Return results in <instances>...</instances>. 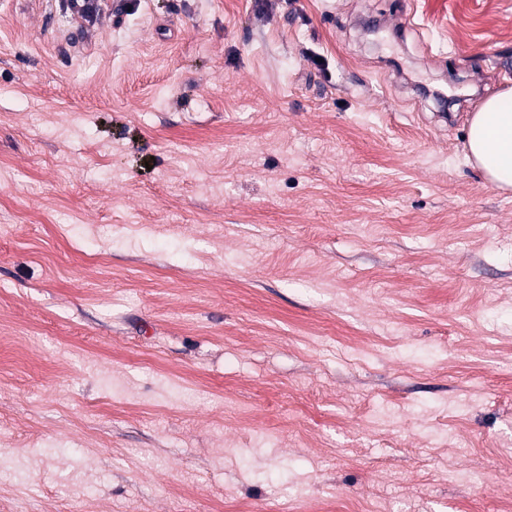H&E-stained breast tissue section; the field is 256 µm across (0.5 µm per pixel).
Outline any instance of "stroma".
<instances>
[{"mask_svg": "<svg viewBox=\"0 0 512 512\" xmlns=\"http://www.w3.org/2000/svg\"><path fill=\"white\" fill-rule=\"evenodd\" d=\"M512 0H0V512H512ZM465 159L499 189H512V88L490 96L473 114Z\"/></svg>", "mask_w": 512, "mask_h": 512, "instance_id": "1", "label": "stroma"}]
</instances>
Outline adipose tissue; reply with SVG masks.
Segmentation results:
<instances>
[{
	"label": "adipose tissue",
	"mask_w": 512,
	"mask_h": 512,
	"mask_svg": "<svg viewBox=\"0 0 512 512\" xmlns=\"http://www.w3.org/2000/svg\"><path fill=\"white\" fill-rule=\"evenodd\" d=\"M465 159L499 189H512V88L490 96L473 114Z\"/></svg>",
	"instance_id": "adipose-tissue-1"
}]
</instances>
